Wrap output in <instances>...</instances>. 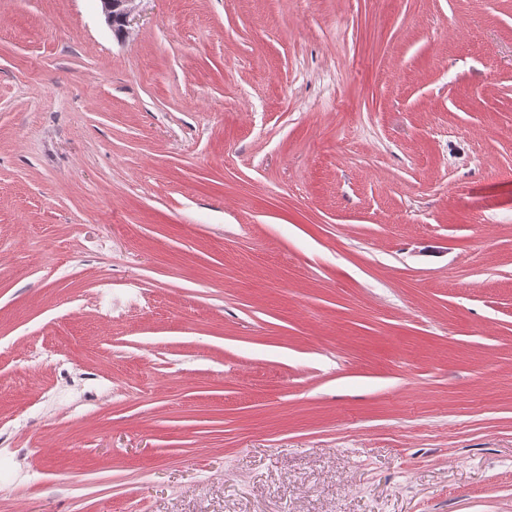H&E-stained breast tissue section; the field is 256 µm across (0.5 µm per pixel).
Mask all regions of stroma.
<instances>
[{
  "mask_svg": "<svg viewBox=\"0 0 512 512\" xmlns=\"http://www.w3.org/2000/svg\"><path fill=\"white\" fill-rule=\"evenodd\" d=\"M0 512H512V0H0ZM103 13L108 24L112 27L113 18L118 15L124 30L129 24V18L135 9L136 0H100Z\"/></svg>",
  "mask_w": 512,
  "mask_h": 512,
  "instance_id": "stroma-1",
  "label": "stroma"
}]
</instances>
